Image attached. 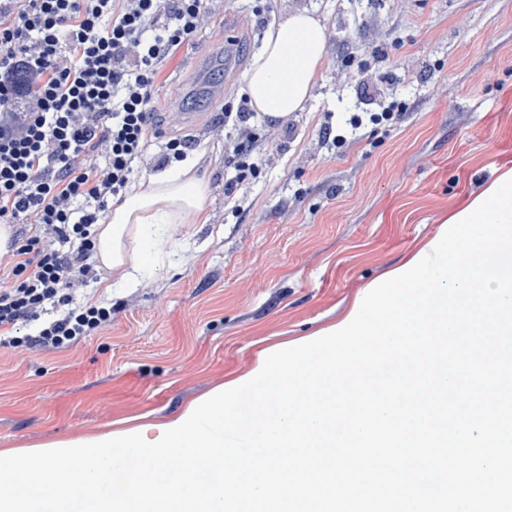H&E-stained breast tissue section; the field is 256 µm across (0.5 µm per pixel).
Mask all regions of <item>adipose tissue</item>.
<instances>
[{
    "label": "adipose tissue",
    "instance_id": "adipose-tissue-1",
    "mask_svg": "<svg viewBox=\"0 0 512 512\" xmlns=\"http://www.w3.org/2000/svg\"><path fill=\"white\" fill-rule=\"evenodd\" d=\"M326 30L308 10L294 11L266 33L250 70L246 91L255 111L283 120L303 109L326 61ZM205 182L184 164L151 176L145 188L110 208L96 230V257L136 279L151 228L200 217Z\"/></svg>",
    "mask_w": 512,
    "mask_h": 512
}]
</instances>
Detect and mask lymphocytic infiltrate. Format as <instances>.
<instances>
[{"label":"lymphocytic infiltrate","mask_w":512,"mask_h":512,"mask_svg":"<svg viewBox=\"0 0 512 512\" xmlns=\"http://www.w3.org/2000/svg\"><path fill=\"white\" fill-rule=\"evenodd\" d=\"M213 0H0V223L33 219L0 254V346L72 347L112 318L73 304L94 277L95 227L126 190L155 119L158 65ZM42 321L36 336H17Z\"/></svg>","instance_id":"lymphocytic-infiltrate-1"}]
</instances>
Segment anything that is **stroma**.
I'll return each mask as SVG.
<instances>
[{
	"label": "stroma",
	"mask_w": 512,
	"mask_h": 512,
	"mask_svg": "<svg viewBox=\"0 0 512 512\" xmlns=\"http://www.w3.org/2000/svg\"><path fill=\"white\" fill-rule=\"evenodd\" d=\"M297 9L323 19L326 63L303 111L253 113L256 173L235 181L237 129L212 96L238 104L266 31ZM393 100L396 123H368ZM154 102L130 186L174 167L166 145L184 140L206 218L162 225L138 282L102 266L76 284L77 301L112 309L76 347L0 348V456L132 426L155 436L341 323L440 239L451 212L512 168V0H215L193 43L159 64Z\"/></svg>",
	"instance_id": "stroma-1"
}]
</instances>
